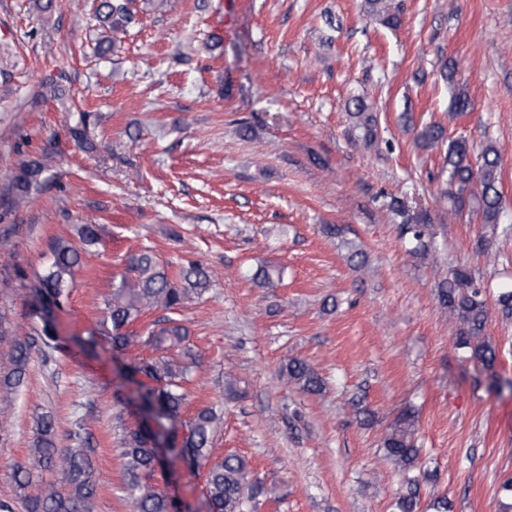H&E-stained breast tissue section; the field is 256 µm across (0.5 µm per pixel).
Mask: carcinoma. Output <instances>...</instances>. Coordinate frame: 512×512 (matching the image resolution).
Masks as SVG:
<instances>
[{
	"label": "carcinoma",
	"instance_id": "cac0c4a2",
	"mask_svg": "<svg viewBox=\"0 0 512 512\" xmlns=\"http://www.w3.org/2000/svg\"><path fill=\"white\" fill-rule=\"evenodd\" d=\"M367 5L368 12L379 18L384 26H399L398 13L392 11L385 0H367ZM98 13L99 20L114 34L125 31L133 20L124 0H99ZM347 110L364 139L373 140L378 131V118L366 101L354 97L349 100ZM90 119L91 115L84 112L70 129L77 144L87 149L92 148L88 137ZM417 140L424 147L447 146L444 171L448 173V188L442 190L441 195L450 202L448 215L453 217L469 207L480 216L483 224L497 230L503 211L497 150L492 146L485 147L480 161L475 164L470 159L466 142L447 140L445 128L438 123L423 126ZM45 170L41 159L24 161L21 173L11 178L6 193L0 196V203L14 209L26 201L31 190L42 183ZM389 208L402 218L403 233L412 235L415 241L413 251L428 254L430 249L423 237L426 225L432 223L430 215L425 211L408 213L396 197L391 199ZM77 236L86 249L99 241L97 226L93 224L79 225ZM50 249L52 263L46 273L37 275V283L33 285V311L42 320V330L37 337L16 344L12 355L14 367L8 375L0 377V405L8 402L9 394L23 383L32 351L40 352L43 362L47 363L52 352L57 350L53 313L68 298L65 287L74 280L80 267L81 252L64 240L52 242ZM274 273L275 270L261 266L254 272L252 280L260 288H274L281 281V277L274 276ZM210 286L209 275L202 264L188 261L173 273L152 252L145 250L131 258L127 274L113 284L109 297L104 301L105 312L99 333L108 336L112 347L117 350L141 343L156 350L179 347L186 341L187 332L183 325L173 320H167V326L150 333L145 340L128 330V326L146 309L173 311L192 297L204 294ZM438 298L459 322L458 346L469 350L474 360L487 367L492 366L497 360V352L485 334L490 312L482 289L474 286L466 268L457 267L450 273L448 281L439 288ZM191 359L193 356L187 350L182 360L162 355L140 361L135 370L150 381L141 394L142 407L155 413L157 423H169L172 432L177 425L184 426L178 454L192 465L209 464L206 491L210 512H250L253 502L265 493V488L252 480L249 461L241 455L228 454L221 460L209 462L215 411L203 408L190 419H182ZM281 376L306 393L322 392L321 377L303 359H289L281 368ZM37 419L39 437L33 449V467L51 471L55 480L42 484L38 492L26 501L27 512H90L96 491L91 480L94 449L85 447L80 427L69 433L70 447H58L54 418L48 413H40ZM417 423L418 416L407 411L389 427L382 440L386 458L397 472L407 476V493L396 501L398 512H415L418 507V478L409 476L418 468L420 456V449L414 441ZM121 456L124 459V489L133 512H174L173 500L152 484L163 457L152 444L151 436L138 428L124 432Z\"/></svg>",
	"mask_w": 512,
	"mask_h": 512
}]
</instances>
